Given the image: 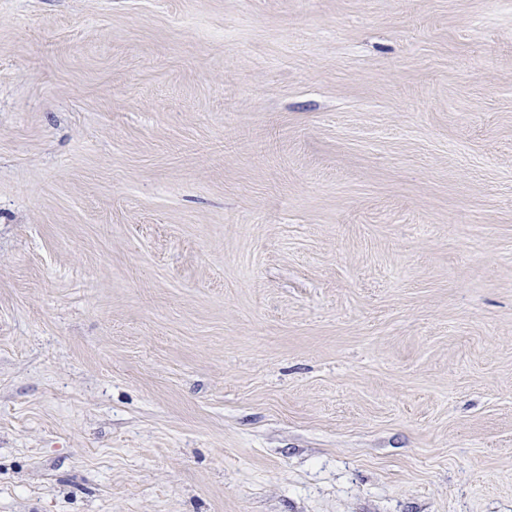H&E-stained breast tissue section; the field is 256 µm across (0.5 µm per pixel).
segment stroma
I'll use <instances>...</instances> for the list:
<instances>
[{
	"mask_svg": "<svg viewBox=\"0 0 512 512\" xmlns=\"http://www.w3.org/2000/svg\"><path fill=\"white\" fill-rule=\"evenodd\" d=\"M0 512H512V0H0Z\"/></svg>",
	"mask_w": 512,
	"mask_h": 512,
	"instance_id": "1",
	"label": "stroma"
}]
</instances>
